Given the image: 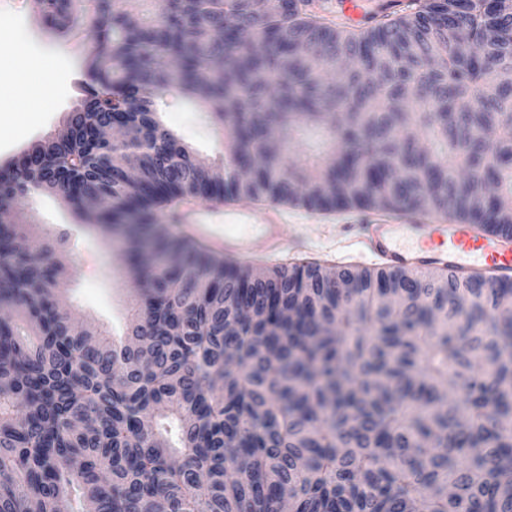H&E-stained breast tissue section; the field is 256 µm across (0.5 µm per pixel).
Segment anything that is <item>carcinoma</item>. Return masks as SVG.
Returning <instances> with one entry per match:
<instances>
[{
    "mask_svg": "<svg viewBox=\"0 0 512 512\" xmlns=\"http://www.w3.org/2000/svg\"><path fill=\"white\" fill-rule=\"evenodd\" d=\"M50 28L89 12L84 98L66 134L24 153V195L125 228L137 341L80 334L32 226L0 227V512H512V282L277 264L261 272L158 232L184 198L419 209L512 227V12L408 0L351 30L301 0H34ZM265 45L241 51L225 12ZM501 32L479 51L458 19ZM348 56L355 66L323 81ZM224 128L223 180L155 118L166 93ZM129 137L101 152L99 120ZM301 139L287 167L272 130ZM137 167V182L127 168ZM129 201L90 216L75 196ZM347 282L349 288L341 287ZM399 293L395 308L381 295ZM254 309L234 335L224 298Z\"/></svg>",
    "mask_w": 512,
    "mask_h": 512,
    "instance_id": "1",
    "label": "carcinoma"
}]
</instances>
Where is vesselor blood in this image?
Wrapping results in <instances>:
<instances>
[{"mask_svg": "<svg viewBox=\"0 0 512 512\" xmlns=\"http://www.w3.org/2000/svg\"><path fill=\"white\" fill-rule=\"evenodd\" d=\"M342 22L363 25L370 15L363 0H337ZM172 220L183 237L206 243L230 261H246L254 252L275 256L285 238L274 205L242 207L222 199L174 209ZM365 249L385 268L455 277L478 276L487 283L512 278V232L504 233L447 216L401 210L395 217H358Z\"/></svg>", "mask_w": 512, "mask_h": 512, "instance_id": "1", "label": "vessel or blood"}]
</instances>
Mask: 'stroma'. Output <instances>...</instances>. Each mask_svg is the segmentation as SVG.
<instances>
[{
	"label": "stroma",
	"mask_w": 512,
	"mask_h": 512,
	"mask_svg": "<svg viewBox=\"0 0 512 512\" xmlns=\"http://www.w3.org/2000/svg\"><path fill=\"white\" fill-rule=\"evenodd\" d=\"M93 40L89 21H81L78 29L67 34L53 35L35 18L30 0H0V76H12L15 61L21 56L56 61L48 111L33 117L27 100H0V168L64 127L69 112L82 97L79 72L85 67ZM157 110L165 125L199 158L221 166L224 131L206 120L194 100L168 96L159 101ZM15 207L17 212L35 214L56 253L64 255L68 272L60 279L57 292L71 316L113 338H123L136 288L129 275L122 230L108 235L97 225L80 222L72 210L50 195L17 198ZM357 214L354 208L286 211L288 240L282 260H292L297 242L307 251L309 262L324 267L334 266V251L358 253L361 243Z\"/></svg>",
	"instance_id": "obj_1"
}]
</instances>
